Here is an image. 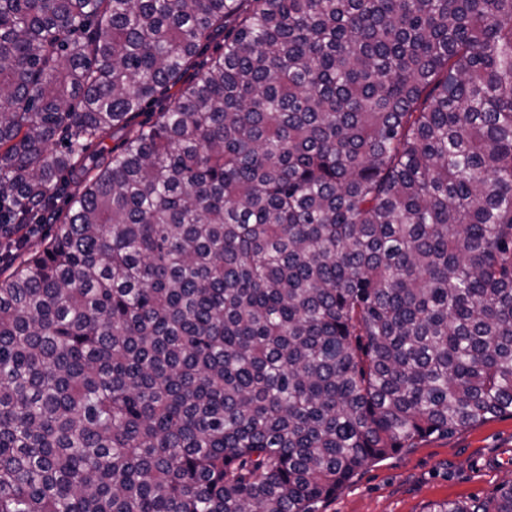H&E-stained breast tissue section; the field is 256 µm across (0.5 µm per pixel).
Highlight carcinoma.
Wrapping results in <instances>:
<instances>
[{
    "label": "carcinoma",
    "instance_id": "carcinoma-1",
    "mask_svg": "<svg viewBox=\"0 0 512 512\" xmlns=\"http://www.w3.org/2000/svg\"><path fill=\"white\" fill-rule=\"evenodd\" d=\"M2 246L0 512H319L512 415V0H0Z\"/></svg>",
    "mask_w": 512,
    "mask_h": 512
}]
</instances>
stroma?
I'll use <instances>...</instances> for the list:
<instances>
[{
    "label": "stroma",
    "instance_id": "35a3bbf8",
    "mask_svg": "<svg viewBox=\"0 0 512 512\" xmlns=\"http://www.w3.org/2000/svg\"><path fill=\"white\" fill-rule=\"evenodd\" d=\"M512 481V416L503 415L364 466L321 512H432L482 502Z\"/></svg>",
    "mask_w": 512,
    "mask_h": 512
}]
</instances>
